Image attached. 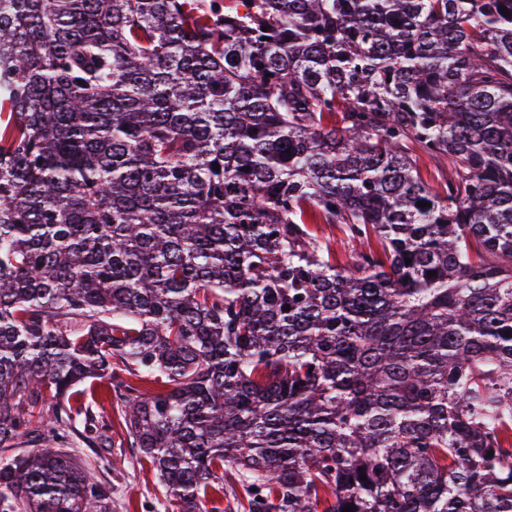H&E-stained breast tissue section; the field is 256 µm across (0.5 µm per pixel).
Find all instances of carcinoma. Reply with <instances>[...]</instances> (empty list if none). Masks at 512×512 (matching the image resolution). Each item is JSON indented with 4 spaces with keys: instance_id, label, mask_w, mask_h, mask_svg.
Instances as JSON below:
<instances>
[{
    "instance_id": "carcinoma-1",
    "label": "carcinoma",
    "mask_w": 512,
    "mask_h": 512,
    "mask_svg": "<svg viewBox=\"0 0 512 512\" xmlns=\"http://www.w3.org/2000/svg\"><path fill=\"white\" fill-rule=\"evenodd\" d=\"M232 2L0 0V512L95 381L179 512H512V0ZM447 173L448 168L446 165L442 166L434 160L423 158L419 162V175L430 187L437 188V186H442ZM242 493L243 491L237 478L233 474L228 473L224 476V498L204 501L201 504L202 511L200 512H221L218 511L219 509L214 511L213 508L224 509L228 503L234 505L237 503V498L243 501Z\"/></svg>"
}]
</instances>
